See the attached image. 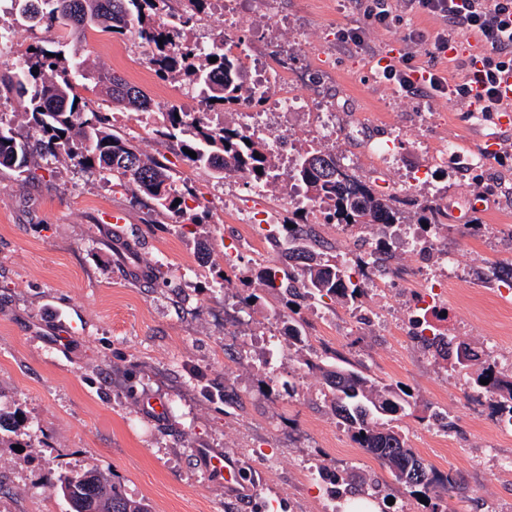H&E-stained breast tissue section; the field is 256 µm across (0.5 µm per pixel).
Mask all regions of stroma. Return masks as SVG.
Returning <instances> with one entry per match:
<instances>
[{"label":"stroma","instance_id":"stroma-1","mask_svg":"<svg viewBox=\"0 0 512 512\" xmlns=\"http://www.w3.org/2000/svg\"><path fill=\"white\" fill-rule=\"evenodd\" d=\"M406 23L370 31L364 49L340 41L342 27L362 25L351 0H239L236 24L242 52L265 58L273 46L288 52L308 89L336 111L334 149L351 157L356 176L393 196L401 210L420 190L438 188L448 206L450 254L466 268L450 286L444 323L449 336L481 350L496 343L512 355V306L495 295L494 268L512 263V132L494 112H471L449 96L401 91L379 73L390 50L410 52L416 65L433 64L427 45L404 41L407 27L435 36L442 20L406 12ZM19 41L0 56L8 71L29 48L51 47L60 27L16 21ZM91 71H109L144 90L154 116L112 108L99 88L82 94L107 112L113 130L141 151L165 154L185 197L207 214L200 225L178 228L130 192L113 189L98 173L69 163L43 162L37 178L0 170V408L20 410L25 427L0 445V512H64L47 479L94 464L117 475L128 496L153 512H322V490L307 469H354L379 480L380 503L430 512L393 482L373 456L356 445L333 414L322 377L280 359L269 383L262 338L279 304L263 293L250 268L277 260L273 249L241 258V226L232 212L211 205L217 181L182 160L159 132L165 114L194 112L184 82L161 80L147 63L148 45L93 32L79 45ZM392 142L391 163L378 165L372 142ZM452 144L480 164L467 174L440 161ZM125 217L115 241L113 214ZM238 260L228 270L226 256ZM196 265L192 281L181 272ZM157 267L159 278L132 275V266ZM254 292L261 304L238 335L241 359L224 364L221 314L225 295ZM409 289L392 301L367 296L361 305L335 307L323 318L307 307V343L319 359L339 354L385 384L408 387L417 405L400 424L424 464L455 477L442 495L443 512H512V473L498 471L485 449L512 455V437L497 434L470 405L469 371L435 361L411 329L389 335L388 319L406 309ZM166 411L154 416L150 399ZM436 409L453 428L433 430ZM220 450L249 474L250 491L225 488L208 473L197 449Z\"/></svg>","mask_w":512,"mask_h":512}]
</instances>
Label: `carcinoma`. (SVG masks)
<instances>
[{"instance_id":"cac0c4a2","label":"carcinoma","mask_w":512,"mask_h":512,"mask_svg":"<svg viewBox=\"0 0 512 512\" xmlns=\"http://www.w3.org/2000/svg\"><path fill=\"white\" fill-rule=\"evenodd\" d=\"M188 10H170L169 0H14L16 15L30 26H64L63 38L79 41L90 31H108L136 38L153 47L150 59L157 76L181 79L204 94L197 112L166 113L167 125L160 136L178 141L188 165L224 180L244 176L265 184L273 193L288 180L301 187L304 205L292 208L296 219L290 225H275L271 244L281 254L278 264L263 265L255 273L263 288L288 310L289 345L305 342V322L297 307L312 300L354 306L366 289L346 270L336 256L323 250L308 217L318 214L325 224L359 228L382 224L387 228L406 223L402 212L372 188L370 182L348 179L340 172L336 154L322 149L299 150L287 167L258 139H249L234 120L221 126L204 120L207 111L220 107L238 111L255 100L240 57L219 46L207 51L184 37L194 15L204 11L207 0H187ZM44 47L28 53L24 65L0 70V93L13 96L18 104L15 120H0V168L32 174L36 159L63 156L74 165L112 178V188L139 193L153 202V212L172 214L190 224L202 219L175 186L170 168L160 159L143 154L130 139L112 131L107 115L81 101L78 93L91 75L86 57L78 51ZM217 61L212 63L210 58ZM96 85L113 107L134 112L153 110L152 99L139 87L112 73L96 76ZM192 150L197 158L186 151ZM261 172H256V169ZM416 223L428 224L437 237L448 234V206L438 201L413 202ZM371 259L391 257L389 237L382 235L371 245ZM310 371L320 373L327 386L336 418L347 426L353 441L384 467L392 480L416 496L433 489L434 473L409 447L399 422L417 405L411 394L384 384L346 364L340 356L333 361L304 360ZM450 366L457 370L475 368L472 387L499 398L498 410L512 414V375L507 376L489 361H478L470 348L455 356ZM490 379L486 385L482 379ZM23 419L0 411V442L16 430ZM336 494L343 502L348 495L378 493L379 482L346 471L335 475ZM66 504L65 512H151L145 499L128 496L113 474L94 465L81 471L60 472L48 483Z\"/></svg>"}]
</instances>
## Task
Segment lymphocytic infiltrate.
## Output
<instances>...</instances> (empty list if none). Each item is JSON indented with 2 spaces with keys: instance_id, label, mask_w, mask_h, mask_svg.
I'll return each instance as SVG.
<instances>
[{
  "instance_id": "1",
  "label": "lymphocytic infiltrate",
  "mask_w": 512,
  "mask_h": 512,
  "mask_svg": "<svg viewBox=\"0 0 512 512\" xmlns=\"http://www.w3.org/2000/svg\"><path fill=\"white\" fill-rule=\"evenodd\" d=\"M414 13L441 18L447 29L438 34L431 53L434 61L447 58L462 33L476 34L480 54L471 57L469 78L454 89L464 104H477L479 111L500 112L505 104L499 91L502 73L512 71V0H406ZM384 79L401 90H418L432 95L445 93V79L435 66H414L411 53H401L397 63L386 64Z\"/></svg>"
}]
</instances>
